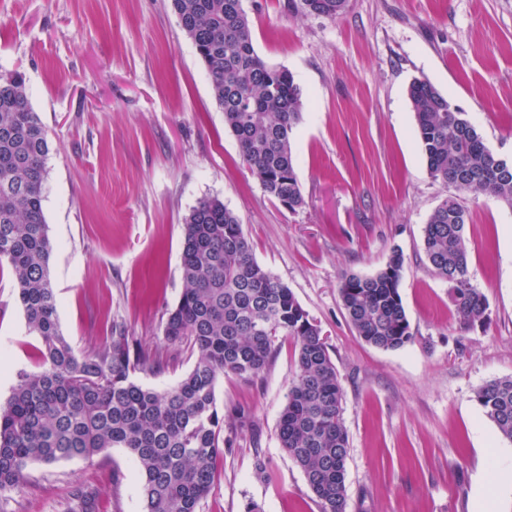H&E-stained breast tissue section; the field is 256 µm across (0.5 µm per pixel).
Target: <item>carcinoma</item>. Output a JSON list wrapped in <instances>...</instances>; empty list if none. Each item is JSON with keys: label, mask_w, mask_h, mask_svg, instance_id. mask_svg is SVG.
Listing matches in <instances>:
<instances>
[{"label": "carcinoma", "mask_w": 512, "mask_h": 512, "mask_svg": "<svg viewBox=\"0 0 512 512\" xmlns=\"http://www.w3.org/2000/svg\"><path fill=\"white\" fill-rule=\"evenodd\" d=\"M244 0H171L181 29L205 65L224 125L243 165L265 194L291 211L304 205L292 150L302 93L285 68L256 52ZM347 0H288L291 13L336 18ZM430 175L450 186L424 227L423 251L450 285L460 322L482 320L488 300L469 276L464 195L512 207V158L501 162L467 113L427 79L407 88ZM48 132L29 102L26 79L0 72V265L15 274L29 334L38 338L40 370L20 371L0 404V496L26 481L34 464L91 459L111 448L133 458L142 512H197L215 488L222 453L216 385L220 376L245 380L269 366L274 339L292 338L296 371L281 411L279 445L301 468L321 512H347L349 436L343 388L319 325L286 284L254 259L236 214L217 197L198 201L184 218L181 265L185 288L167 312L163 335L197 351L189 372L163 391L133 373L150 366L124 322L112 321L103 347L76 352L64 336L50 277L53 243L43 210ZM404 256L398 249L374 275H346L339 295L365 343L397 350L413 332L399 293ZM485 416L512 442V377L475 394ZM71 512H97L95 491L70 490Z\"/></svg>", "instance_id": "carcinoma-1"}]
</instances>
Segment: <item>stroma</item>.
Masks as SVG:
<instances>
[{
	"mask_svg": "<svg viewBox=\"0 0 512 512\" xmlns=\"http://www.w3.org/2000/svg\"><path fill=\"white\" fill-rule=\"evenodd\" d=\"M286 4L244 0L256 52L302 92L292 148L305 203L294 212L243 166L171 0H0V71L24 72L48 131L43 209L61 330L84 352L122 320L161 359L137 381L175 386L194 360L163 336L185 287L183 220L219 197L258 264L322 330L344 391L347 512H481L490 485L493 512H512V474L493 466L512 467V442L475 400L482 385L512 377V207L468 204L469 274L489 307L484 322L463 326L423 252V227L447 190L428 172L407 97L413 79H428L512 158V0H348L333 19ZM395 249L414 336L382 350L357 336L339 284L377 273ZM37 347L15 278L0 271L1 403L18 371L38 370ZM295 361L280 336L259 378H219L224 451L199 512H244L251 501L262 512H321L277 440ZM76 483L97 490L99 512H141L122 448L33 466L0 512H67Z\"/></svg>",
	"mask_w": 512,
	"mask_h": 512,
	"instance_id": "1",
	"label": "stroma"
}]
</instances>
